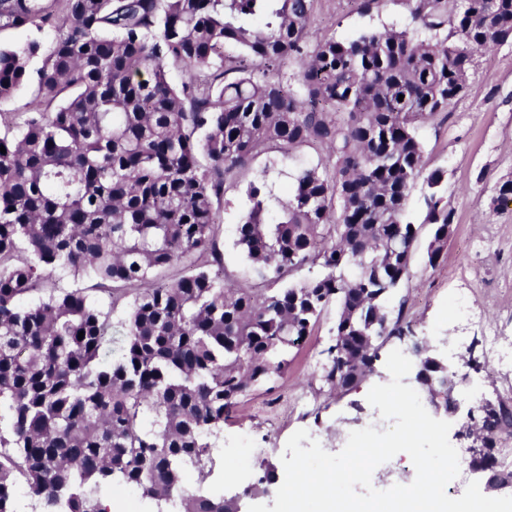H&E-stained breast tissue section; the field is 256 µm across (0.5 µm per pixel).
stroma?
<instances>
[{
  "instance_id": "35a3bbf8",
  "label": "stroma",
  "mask_w": 512,
  "mask_h": 512,
  "mask_svg": "<svg viewBox=\"0 0 512 512\" xmlns=\"http://www.w3.org/2000/svg\"><path fill=\"white\" fill-rule=\"evenodd\" d=\"M406 0H373L362 9L359 0H315L306 28L308 44L334 37L351 39L383 28L411 26ZM425 174L443 171L445 198L453 217V232L445 260L437 268L425 263L430 228L424 225L423 193L417 180L411 189L405 218L419 225L420 233L408 280L391 301V310H402L414 326L413 336L384 344L372 373L347 392H333L321 376L324 354L335 340V311L325 313L314 333L288 355L289 365L266 386L257 388L224 423V431L212 450L213 464L206 479L189 473L185 486L204 487L212 494L242 495L245 505L273 504V495L249 496L248 488L264 475L271 463L276 481H283L281 450L299 429L328 435L349 434L351 418L363 417L367 393L383 383L385 362L395 349L412 348L414 342L435 337L440 358L448 352L442 337L452 335L453 299L467 292L475 310L487 325L512 336V201L496 200L498 184L512 179V40L476 54L468 71L467 89L421 128ZM327 160L319 146L286 149L273 145L235 180L226 182L218 206L217 241L224 255V277L239 288H255L259 282L236 247L237 226L248 205L249 182L266 178L277 197H285L297 169ZM264 449L263 462H252L238 452L241 438Z\"/></svg>"
}]
</instances>
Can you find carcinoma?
<instances>
[{"label": "carcinoma", "instance_id": "obj_1", "mask_svg": "<svg viewBox=\"0 0 512 512\" xmlns=\"http://www.w3.org/2000/svg\"><path fill=\"white\" fill-rule=\"evenodd\" d=\"M486 3L413 0L416 28L311 47L313 0H0V30L52 34L0 45V101L41 58L32 108L0 132V512H18L19 479L32 512H109L105 491L123 488L156 512H236L187 491L186 474L206 473L224 421L323 313L336 306L345 345L375 330L367 357L323 365L337 391L412 334L387 302L418 241L404 212L423 170L419 128L465 92L473 52L512 33V0ZM228 44L242 55L225 57ZM291 58L306 59L297 86L267 78ZM255 59L263 69L248 68ZM169 62L195 75L174 87ZM270 143L324 145L332 163L296 172L275 222L265 178L251 182L236 245L273 283L316 273L234 288L216 203ZM442 182L427 177L431 268L452 225ZM173 265L185 273L163 280ZM65 278L123 285L112 303L127 301L124 318L58 287ZM504 424L512 404L480 419L479 456L499 461Z\"/></svg>", "mask_w": 512, "mask_h": 512}]
</instances>
